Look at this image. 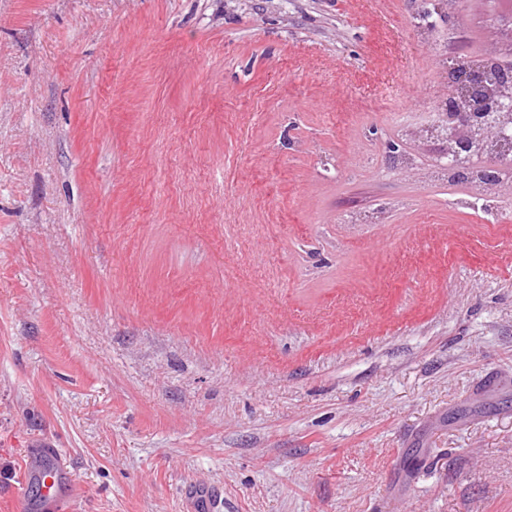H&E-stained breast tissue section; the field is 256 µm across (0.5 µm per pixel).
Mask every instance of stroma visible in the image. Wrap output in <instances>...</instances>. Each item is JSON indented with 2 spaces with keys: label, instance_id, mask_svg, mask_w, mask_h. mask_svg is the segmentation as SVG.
<instances>
[{
  "label": "stroma",
  "instance_id": "obj_1",
  "mask_svg": "<svg viewBox=\"0 0 512 512\" xmlns=\"http://www.w3.org/2000/svg\"><path fill=\"white\" fill-rule=\"evenodd\" d=\"M413 14L0 0V512H512V191L408 137L512 0ZM34 456L30 469L33 467L38 479L39 494L31 504L32 510L66 512L75 496L68 463L49 443ZM183 496L192 512H221L224 509L221 495L203 483L186 485Z\"/></svg>",
  "mask_w": 512,
  "mask_h": 512
}]
</instances>
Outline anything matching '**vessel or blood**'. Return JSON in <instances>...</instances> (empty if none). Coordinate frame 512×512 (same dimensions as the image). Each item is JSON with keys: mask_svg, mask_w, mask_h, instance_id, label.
<instances>
[{"mask_svg": "<svg viewBox=\"0 0 512 512\" xmlns=\"http://www.w3.org/2000/svg\"><path fill=\"white\" fill-rule=\"evenodd\" d=\"M30 465L39 485V494L32 504L34 512H68L75 489L69 465L56 448L44 444L31 458ZM183 496L190 512H222L224 508L220 494L203 483L186 485Z\"/></svg>", "mask_w": 512, "mask_h": 512, "instance_id": "obj_1", "label": "vessel or blood"}]
</instances>
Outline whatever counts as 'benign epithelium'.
<instances>
[{"instance_id": "1", "label": "benign epithelium", "mask_w": 512, "mask_h": 512, "mask_svg": "<svg viewBox=\"0 0 512 512\" xmlns=\"http://www.w3.org/2000/svg\"><path fill=\"white\" fill-rule=\"evenodd\" d=\"M496 83H491L488 70L479 66L450 65L446 67V82L453 94L441 98L438 108L448 113L451 133L439 164L463 179L478 169L482 181L478 190H492L505 181L512 170V151L506 149L486 157L475 134L490 126H499L500 139L512 142V124H498L504 115L512 116V46L495 54L493 60Z\"/></svg>"}]
</instances>
